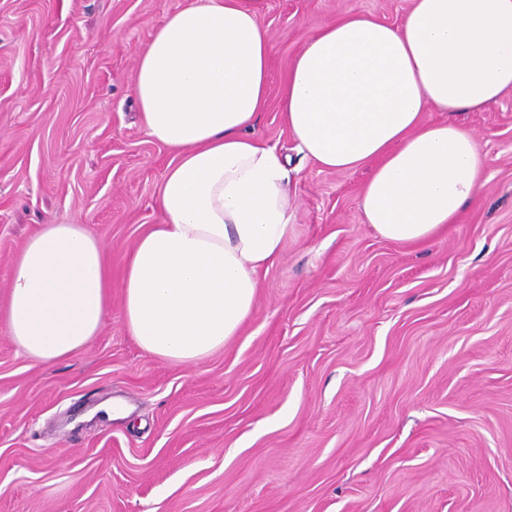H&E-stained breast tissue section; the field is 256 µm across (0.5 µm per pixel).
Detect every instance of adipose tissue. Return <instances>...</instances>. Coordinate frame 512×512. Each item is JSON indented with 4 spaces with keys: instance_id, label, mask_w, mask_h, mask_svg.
Returning a JSON list of instances; mask_svg holds the SVG:
<instances>
[{
    "instance_id": "obj_1",
    "label": "adipose tissue",
    "mask_w": 512,
    "mask_h": 512,
    "mask_svg": "<svg viewBox=\"0 0 512 512\" xmlns=\"http://www.w3.org/2000/svg\"><path fill=\"white\" fill-rule=\"evenodd\" d=\"M270 45L245 0H187L155 29L134 71L147 134L170 148L162 220L113 282L80 224H46L13 261L0 328L39 365L70 357L110 314L140 349L194 367L250 316L259 274L292 229L291 170L251 136L269 88ZM512 92V0H412L398 26L352 11L315 29L283 79L281 108L304 158L373 164L361 209L383 238L422 243L478 201L474 135L426 113L481 111Z\"/></svg>"
}]
</instances>
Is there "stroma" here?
<instances>
[{"label": "stroma", "mask_w": 512, "mask_h": 512, "mask_svg": "<svg viewBox=\"0 0 512 512\" xmlns=\"http://www.w3.org/2000/svg\"><path fill=\"white\" fill-rule=\"evenodd\" d=\"M184 0H0V300L26 240L82 224L112 275L159 223L171 151L150 138L138 55ZM271 47L254 136L300 171L293 231L223 350L144 353L121 297L50 366L0 330V512H512V94L427 113L473 133L478 202L422 244L365 224L364 165L304 160L280 109L311 32L411 0H247Z\"/></svg>", "instance_id": "35a3bbf8"}]
</instances>
